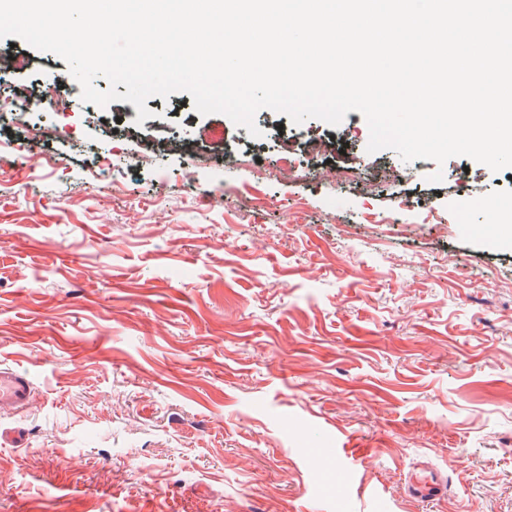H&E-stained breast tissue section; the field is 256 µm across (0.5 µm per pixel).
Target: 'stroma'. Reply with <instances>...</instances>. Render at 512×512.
<instances>
[{
  "label": "stroma",
  "mask_w": 512,
  "mask_h": 512,
  "mask_svg": "<svg viewBox=\"0 0 512 512\" xmlns=\"http://www.w3.org/2000/svg\"><path fill=\"white\" fill-rule=\"evenodd\" d=\"M16 53L0 89L70 77ZM146 107L0 114V363L35 382L0 414L26 435L0 512H512V241L489 228L512 169L367 153L356 111L262 109L254 139L187 93ZM162 136L183 151L136 163ZM312 138L305 178H262ZM421 459L440 503L405 493Z\"/></svg>",
  "instance_id": "stroma-1"
}]
</instances>
